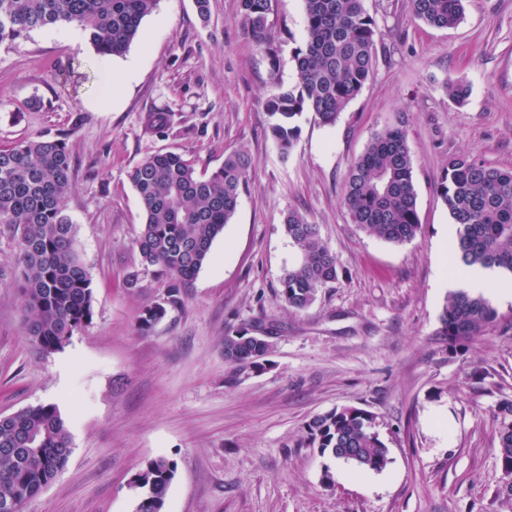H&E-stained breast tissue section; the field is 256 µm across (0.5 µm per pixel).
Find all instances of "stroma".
<instances>
[{
  "label": "stroma",
  "mask_w": 512,
  "mask_h": 512,
  "mask_svg": "<svg viewBox=\"0 0 512 512\" xmlns=\"http://www.w3.org/2000/svg\"><path fill=\"white\" fill-rule=\"evenodd\" d=\"M365 7L377 27L372 78L334 125L304 113L286 159L264 102L271 80L298 82L303 0H272L274 69L239 0H209L205 19L195 0H159L126 53L105 62L71 29L0 46V148L64 135L66 212L94 294L91 322L40 352L18 245L0 224V415L56 404L71 448L23 512H136L131 481L159 456L178 466L164 512H512L498 441V407L512 401V300L494 301V322L449 347L436 274L451 223L439 196L449 155L512 167V0H465L449 29L416 21L411 0ZM108 71L120 95L104 88ZM449 82L468 97L452 99ZM151 112L171 113V128L145 133ZM401 116L421 229L394 245L352 224L341 199L349 165ZM240 149L252 168L234 216L182 306L141 332L139 315L165 288L134 247L144 215L128 171L169 150L208 174ZM291 209L318 225L339 271L302 311L280 293L298 258L283 230ZM252 329L271 341L258 366L225 361V336ZM346 406L374 415L389 449L383 471L309 447V419Z\"/></svg>",
  "instance_id": "1"
}]
</instances>
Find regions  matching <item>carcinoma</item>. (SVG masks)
Instances as JSON below:
<instances>
[{
	"mask_svg": "<svg viewBox=\"0 0 512 512\" xmlns=\"http://www.w3.org/2000/svg\"><path fill=\"white\" fill-rule=\"evenodd\" d=\"M365 0H304L305 40L294 50L299 83L285 88L272 81L265 109L281 154L289 156L300 135L298 119L312 112L325 125L360 93L374 70L376 24ZM465 0H412L415 19L435 28L456 26ZM158 0H0V44L12 43L45 27L80 30L95 54L106 60L124 54L142 20ZM241 19L276 72L278 50L272 36V0H240ZM252 165L249 153L234 151L210 174H200L186 155L159 152L128 173L144 212L135 240L140 264L163 277L166 295L145 309L147 332L169 309L183 303L184 288L205 264L214 241L234 216ZM73 162L65 138L39 135L0 149V224L18 244L19 288L32 343L43 353L60 350L92 319L91 279L76 248V230L65 213L72 190ZM440 197L456 224L453 251L466 265L512 272V169L486 166L454 154L440 182ZM349 219L366 233L402 245L421 228L412 159L404 118L374 134L349 166L341 200ZM285 234L300 262L281 279V295L295 310L308 308L320 289L338 279L336 256L317 225L288 211ZM482 295L460 289L449 294L440 335L456 346L479 335L495 319ZM266 346L224 337V358L252 364ZM500 463L512 476V402L498 407ZM309 445L322 456L364 471H381L388 447L374 430L373 415L343 407L307 424ZM69 432L58 406L39 404L0 417V507L37 495L66 465ZM177 463L159 456L136 474L137 512H163Z\"/></svg>",
	"mask_w": 512,
	"mask_h": 512,
	"instance_id": "1",
	"label": "carcinoma"
}]
</instances>
